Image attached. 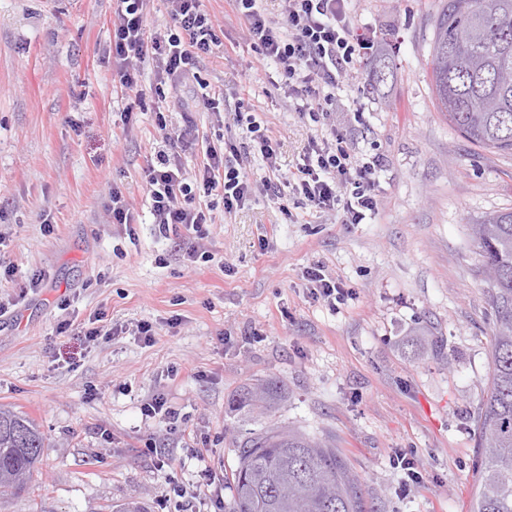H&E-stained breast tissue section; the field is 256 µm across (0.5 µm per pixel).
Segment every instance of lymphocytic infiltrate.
Wrapping results in <instances>:
<instances>
[{"mask_svg": "<svg viewBox=\"0 0 512 512\" xmlns=\"http://www.w3.org/2000/svg\"><path fill=\"white\" fill-rule=\"evenodd\" d=\"M109 50L121 85L137 92L140 67L152 60L159 84L178 88L194 77L200 63L217 43L215 22L202 0H169L170 25L147 32L144 16L149 0H117ZM245 22L244 36L260 55L279 68L288 92L300 99L312 120H329L337 96L353 70L369 61L379 45L373 32L354 28L349 0H285L283 21L267 17L257 0H231ZM155 123L167 128V149L158 151L141 169V182L151 201L153 222L160 236L208 237L212 221L197 196L221 193L225 212L241 208L257 189L280 196L282 188L305 200L319 213L333 214L344 224H360L379 212L375 175L382 155L362 161L342 133L312 139L293 171L281 174L279 139L271 127L249 121L254 149L269 173L253 182L245 165H234L226 151L206 148L194 174L183 171L179 151L195 144V124L184 117L181 126L168 128L163 112Z\"/></svg>", "mask_w": 512, "mask_h": 512, "instance_id": "lymphocytic-infiltrate-1", "label": "lymphocytic infiltrate"}]
</instances>
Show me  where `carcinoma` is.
Wrapping results in <instances>:
<instances>
[{
    "instance_id": "cac0c4a2",
    "label": "carcinoma",
    "mask_w": 512,
    "mask_h": 512,
    "mask_svg": "<svg viewBox=\"0 0 512 512\" xmlns=\"http://www.w3.org/2000/svg\"><path fill=\"white\" fill-rule=\"evenodd\" d=\"M512 0H441L434 20L430 84L440 111L468 142L512 155ZM495 316L490 382L476 418L481 459L470 512H512V210L471 225ZM288 399L277 381L243 386L228 410L254 418ZM46 437L33 420L0 409V492L28 488ZM237 465L226 512H362L358 480L336 449L286 427L245 428L232 442Z\"/></svg>"
}]
</instances>
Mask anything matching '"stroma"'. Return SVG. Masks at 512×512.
<instances>
[{
  "label": "stroma",
  "instance_id": "1",
  "mask_svg": "<svg viewBox=\"0 0 512 512\" xmlns=\"http://www.w3.org/2000/svg\"><path fill=\"white\" fill-rule=\"evenodd\" d=\"M218 44L195 78L158 91L141 65L129 104L107 56L114 0H0V264L20 296L0 317V408L29 416L46 436L35 494L0 497V512H117L128 502L163 512L171 482L195 491L202 466L230 475L239 426L230 392L257 379L288 391L258 415L329 438L358 477L363 512H469L480 467L473 418L488 391L494 315L469 226L512 208V155L477 148L439 112L429 86L440 0H351L371 24L377 56L352 80L331 119L358 157L383 154L378 215L342 224L264 191L225 212L195 241L190 262L156 236L140 169L165 149L155 112L183 122L201 88L224 91L219 114L195 112L198 148L250 145L236 113L281 132L278 162L294 168L320 124L300 115L276 65L243 41L227 0H202ZM132 114H125V107ZM120 187L136 237L111 223ZM322 263L353 295L315 301L304 277ZM45 271L42 288L29 276ZM151 323L154 343L137 336ZM69 332H60L63 324ZM122 327L80 343L73 329ZM162 395L188 433L142 416ZM164 448L166 467L142 455ZM209 449L207 464L190 443ZM412 454L420 483L404 485L396 451Z\"/></svg>",
  "mask_w": 512,
  "mask_h": 512
}]
</instances>
